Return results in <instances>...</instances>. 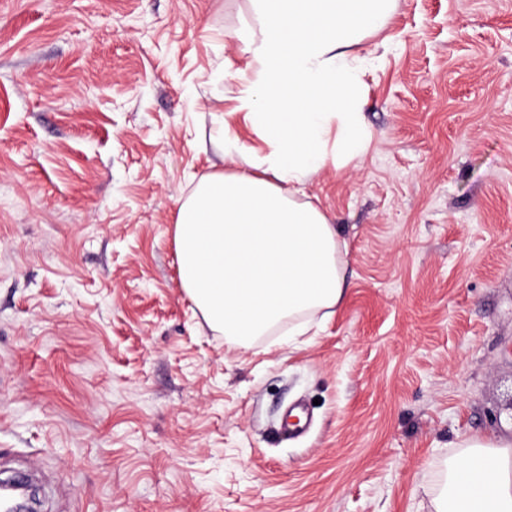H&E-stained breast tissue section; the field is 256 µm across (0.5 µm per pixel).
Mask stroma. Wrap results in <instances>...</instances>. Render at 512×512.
<instances>
[{
	"label": "stroma",
	"instance_id": "stroma-1",
	"mask_svg": "<svg viewBox=\"0 0 512 512\" xmlns=\"http://www.w3.org/2000/svg\"><path fill=\"white\" fill-rule=\"evenodd\" d=\"M260 37L252 0H0V470L40 512H435L512 443V0H392L368 149L308 199L345 297L248 347L184 292L172 227ZM312 403L303 438L281 408Z\"/></svg>",
	"mask_w": 512,
	"mask_h": 512
}]
</instances>
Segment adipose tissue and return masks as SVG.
Masks as SVG:
<instances>
[{"instance_id": "1", "label": "adipose tissue", "mask_w": 512, "mask_h": 512, "mask_svg": "<svg viewBox=\"0 0 512 512\" xmlns=\"http://www.w3.org/2000/svg\"><path fill=\"white\" fill-rule=\"evenodd\" d=\"M390 0H254L261 36L241 108L269 143L241 169L203 178L173 226L180 283L205 321L249 346L284 321L345 295L340 244L327 215L295 198L311 176L363 153L358 36ZM436 512H512V447L454 464Z\"/></svg>"}]
</instances>
